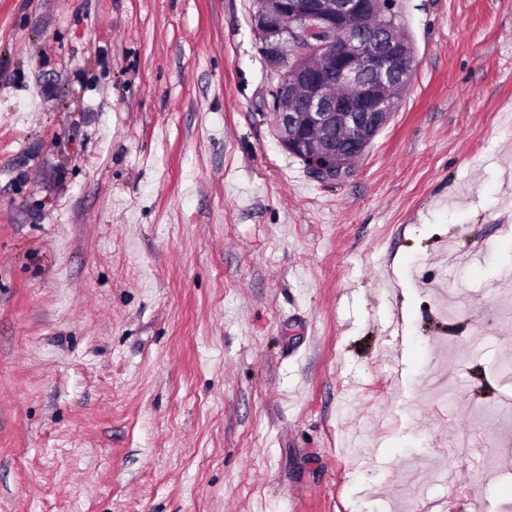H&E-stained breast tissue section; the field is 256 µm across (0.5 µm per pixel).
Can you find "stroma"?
<instances>
[{
    "instance_id": "stroma-1",
    "label": "stroma",
    "mask_w": 512,
    "mask_h": 512,
    "mask_svg": "<svg viewBox=\"0 0 512 512\" xmlns=\"http://www.w3.org/2000/svg\"><path fill=\"white\" fill-rule=\"evenodd\" d=\"M350 176L255 0H0V512H512V0H397Z\"/></svg>"
}]
</instances>
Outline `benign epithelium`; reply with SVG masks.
I'll use <instances>...</instances> for the list:
<instances>
[{
  "label": "benign epithelium",
  "instance_id": "obj_1",
  "mask_svg": "<svg viewBox=\"0 0 512 512\" xmlns=\"http://www.w3.org/2000/svg\"><path fill=\"white\" fill-rule=\"evenodd\" d=\"M255 29L271 66L293 64L276 95L281 145L324 182L353 169L410 85V50L370 0H261Z\"/></svg>",
  "mask_w": 512,
  "mask_h": 512
}]
</instances>
